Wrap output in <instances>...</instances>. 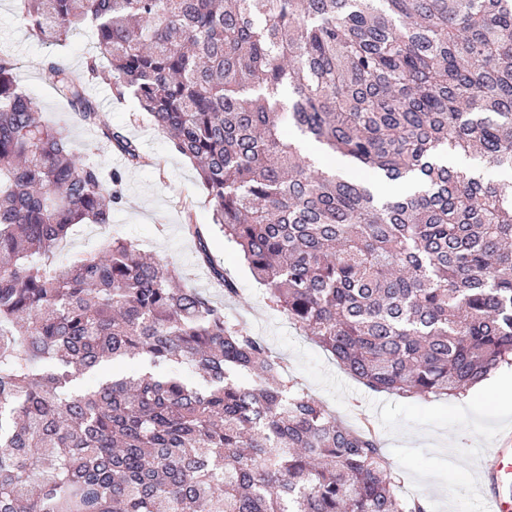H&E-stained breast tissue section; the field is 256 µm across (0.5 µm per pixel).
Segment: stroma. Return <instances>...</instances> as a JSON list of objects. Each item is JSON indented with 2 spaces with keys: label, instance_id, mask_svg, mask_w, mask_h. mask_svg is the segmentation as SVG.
<instances>
[{
  "label": "stroma",
  "instance_id": "obj_1",
  "mask_svg": "<svg viewBox=\"0 0 512 512\" xmlns=\"http://www.w3.org/2000/svg\"><path fill=\"white\" fill-rule=\"evenodd\" d=\"M95 52V39L84 29L74 30L58 45L37 40L26 29L14 0H0V55L13 61L19 88L38 101L46 124L66 129L77 151L106 170L124 174V198L113 207L111 222L76 225L57 250L56 261L97 252L110 239L123 238L175 263L187 287L205 292L229 318L262 337L283 359L289 383L322 402L344 423L373 430L393 469L402 473L401 494L428 497L433 512H474L470 492L478 487L479 455L500 446L502 431L512 429V403H502L494 389L478 397L464 392L427 400L371 390L287 317L270 309L237 247L214 226L192 162L154 129L134 100L117 97L108 68L88 76L86 60ZM51 58L86 78L88 93L112 127L139 144L141 165H126L101 131L80 121L57 95L45 71ZM188 214L205 230L211 256L236 283L237 296L225 297L222 289L210 285L194 241L181 230Z\"/></svg>",
  "mask_w": 512,
  "mask_h": 512
}]
</instances>
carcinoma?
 <instances>
[{
  "label": "carcinoma",
  "instance_id": "obj_1",
  "mask_svg": "<svg viewBox=\"0 0 512 512\" xmlns=\"http://www.w3.org/2000/svg\"><path fill=\"white\" fill-rule=\"evenodd\" d=\"M192 160L268 304L355 379L457 395L512 364V0H17ZM79 118L128 164L85 83ZM289 109L277 111L283 92ZM317 144V163L300 142ZM342 157L348 174L328 161ZM122 176L42 122L0 57V512H424L374 435L282 380L259 337L108 224ZM210 278L236 293L186 215ZM137 355L198 374L85 375Z\"/></svg>",
  "mask_w": 512,
  "mask_h": 512
}]
</instances>
